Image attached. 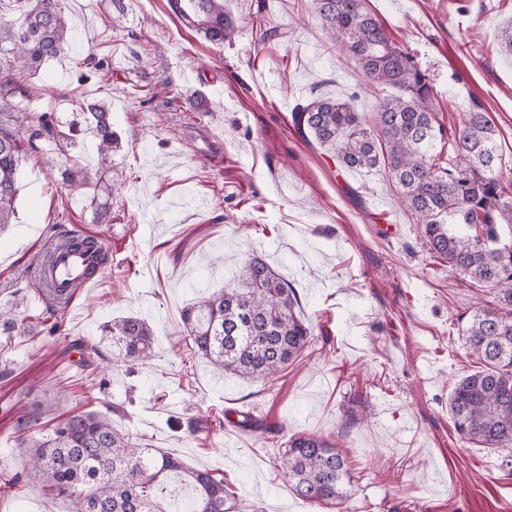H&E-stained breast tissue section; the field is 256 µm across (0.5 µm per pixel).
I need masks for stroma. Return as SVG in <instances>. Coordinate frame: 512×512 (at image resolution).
<instances>
[{
    "mask_svg": "<svg viewBox=\"0 0 512 512\" xmlns=\"http://www.w3.org/2000/svg\"><path fill=\"white\" fill-rule=\"evenodd\" d=\"M71 48L31 78L39 110L75 127L59 152L39 142L21 161L16 214L0 230V305L44 304L37 260L68 230L99 236L108 262L78 291L62 334L0 335V480L22 473L19 415L51 434L96 411L141 446L222 478L235 512H512V456L460 438L448 412L472 372L462 316L485 292L448 270L383 168L346 171L292 122L315 97L378 96L329 41L310 0H224L234 42L212 43L168 0H64ZM388 35L429 77L446 129L481 106L498 128L512 183V55L500 32L512 0H369ZM280 31L267 41V29ZM102 61L103 70L88 64ZM201 100L204 111H189ZM106 103L121 138L112 212L93 223L64 167L95 169L81 104ZM263 257L297 295L312 336L276 376L217 371L192 347L184 308L223 288L245 255ZM133 314L154 333L153 360L128 367L102 326ZM250 424L222 428L225 412ZM338 441L350 482L342 506L298 500L274 459L295 434ZM40 485L0 497V512H71Z\"/></svg>",
    "mask_w": 512,
    "mask_h": 512,
    "instance_id": "stroma-1",
    "label": "stroma"
}]
</instances>
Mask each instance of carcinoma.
I'll return each mask as SVG.
<instances>
[{"label": "carcinoma", "instance_id": "1", "mask_svg": "<svg viewBox=\"0 0 512 512\" xmlns=\"http://www.w3.org/2000/svg\"><path fill=\"white\" fill-rule=\"evenodd\" d=\"M20 20H0V227L11 223L17 171L27 127L29 148L44 138L70 139L53 112H32V86L21 77L64 53L71 26L61 0H27ZM330 36L381 92L368 121L354 97H314L296 106L292 121L336 157L344 169L388 171L405 206L419 224L424 245L464 279L487 289L489 304L467 319L464 332L478 369L461 377L449 398L457 434L494 451L512 450V184L500 174L497 127L488 112L465 114L447 134L434 106V89L410 53L388 36L366 0H312ZM170 9L211 42L237 33L224 0H170ZM86 122L96 140V184L89 207L93 222L112 209V156L121 141L103 103L87 106ZM72 193L89 177L63 172ZM62 244L82 246L107 263L102 245L64 233ZM73 288H49L44 308L48 332H61ZM295 292L264 259L252 256L224 289L202 293L183 311L195 350L220 371L252 380L275 376L308 346L310 327L298 311ZM25 298L0 307V331L7 336L36 329L28 322ZM113 354L131 365L153 357L150 325L126 316L103 325ZM37 420L23 417L18 437L27 443L26 479L71 500L72 512H231L224 481L193 469L162 451L151 452L117 432L107 418L85 411L59 423L44 441L27 442ZM280 465L295 495L308 503L343 504L349 480L346 459L336 445L313 435H293Z\"/></svg>", "mask_w": 512, "mask_h": 512}]
</instances>
